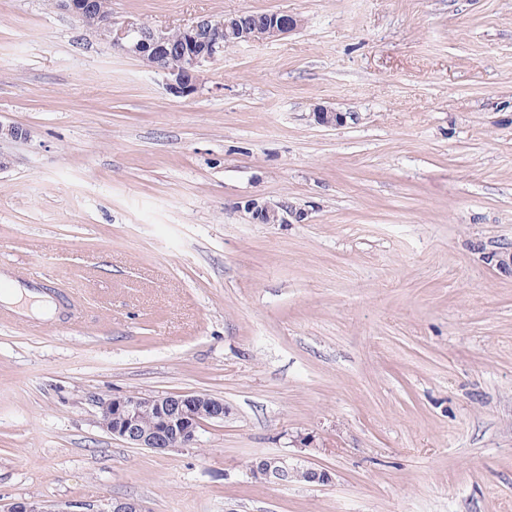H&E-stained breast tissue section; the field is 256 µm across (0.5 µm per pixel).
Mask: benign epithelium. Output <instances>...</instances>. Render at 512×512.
I'll list each match as a JSON object with an SVG mask.
<instances>
[{
    "label": "benign epithelium",
    "instance_id": "obj_1",
    "mask_svg": "<svg viewBox=\"0 0 512 512\" xmlns=\"http://www.w3.org/2000/svg\"><path fill=\"white\" fill-rule=\"evenodd\" d=\"M55 8L64 11L89 29L98 32L112 46L127 55L145 61L154 71L166 76V88L176 97H188L198 90L200 73L206 64L224 53V39L236 42H269L293 32L300 20L276 12L263 14V21L253 25L240 15L219 19L203 18L190 25L156 27L147 22L117 26L112 12L98 0H57ZM313 116L325 127L340 126L346 114L319 107ZM246 209L262 224L288 223V218L302 223L307 213L284 204L250 200ZM229 408L224 400L201 392L161 395L125 394L100 406L103 430L135 448L167 450L190 448L198 441L199 429L207 422L224 420ZM304 477L309 482L327 483L332 475L326 470L288 469L283 457H258L250 468L251 477L262 483L286 484ZM4 512H50L36 501L22 500L7 505ZM97 512H147L136 500L114 499Z\"/></svg>",
    "mask_w": 512,
    "mask_h": 512
}]
</instances>
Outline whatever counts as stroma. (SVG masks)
I'll use <instances>...</instances> for the list:
<instances>
[{"instance_id":"1","label":"stroma","mask_w":512,"mask_h":512,"mask_svg":"<svg viewBox=\"0 0 512 512\" xmlns=\"http://www.w3.org/2000/svg\"><path fill=\"white\" fill-rule=\"evenodd\" d=\"M243 12L301 24L177 98L45 0H0V122L30 132L0 142V272L59 304L0 320V503L512 512V0H112L119 24ZM187 391L229 408L196 447L98 424ZM258 456L332 480L259 483ZM246 209L252 214V218L262 224L288 223L284 213L291 216L297 223H302L307 217V213L301 209L286 206L285 204H272L269 202L260 203L256 200H250L246 204Z\"/></svg>"}]
</instances>
